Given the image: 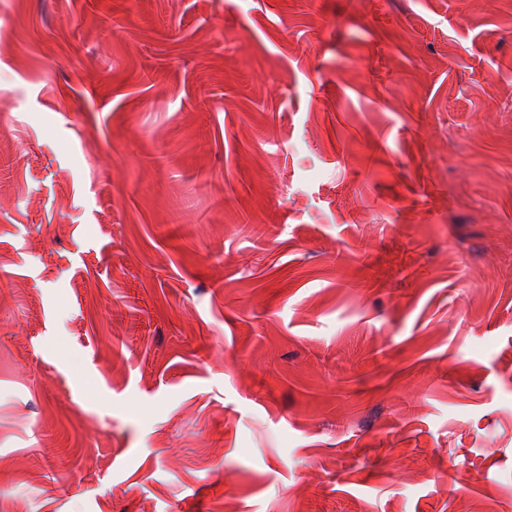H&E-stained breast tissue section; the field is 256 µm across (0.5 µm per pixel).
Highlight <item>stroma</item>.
<instances>
[{
    "mask_svg": "<svg viewBox=\"0 0 512 512\" xmlns=\"http://www.w3.org/2000/svg\"><path fill=\"white\" fill-rule=\"evenodd\" d=\"M0 512H512V0H0Z\"/></svg>",
    "mask_w": 512,
    "mask_h": 512,
    "instance_id": "35a3bbf8",
    "label": "stroma"
}]
</instances>
